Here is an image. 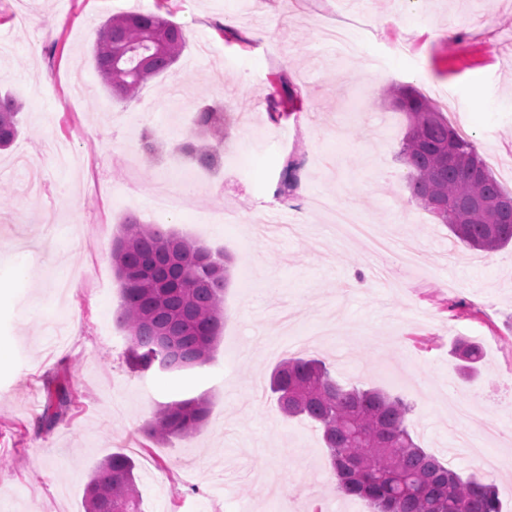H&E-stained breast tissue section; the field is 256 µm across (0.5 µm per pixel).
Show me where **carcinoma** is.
Listing matches in <instances>:
<instances>
[{"mask_svg": "<svg viewBox=\"0 0 512 512\" xmlns=\"http://www.w3.org/2000/svg\"><path fill=\"white\" fill-rule=\"evenodd\" d=\"M186 46L182 27L159 11L114 15L100 28L95 70L113 97L130 100L149 80L169 72ZM383 100L407 116L400 158L411 197L471 249L491 252L512 245V223H496V205L512 203V194L500 187L474 144L409 85L388 87ZM296 101L288 88L284 97L269 98L270 118H288ZM19 112L13 97L0 95V149L18 136ZM228 122L224 106L199 107L176 152L200 169L215 168ZM450 142L459 155L453 165L445 155ZM112 262L121 282L118 321L127 332L129 365L178 370L209 362L224 328L229 277L224 254L128 217L115 239ZM456 355L473 365L481 350L461 339ZM53 382L38 419L41 428L63 420L72 402L68 387L55 377L48 380ZM271 388L284 416H305L320 425L338 488L366 500L371 512H501L494 481L464 478L421 447L408 428L412 408L403 398L342 384L324 361L301 357L273 370ZM208 414L204 397L174 401L154 414L145 435L155 443L188 438ZM84 512H140L128 456L114 453L93 471Z\"/></svg>", "mask_w": 512, "mask_h": 512, "instance_id": "1", "label": "carcinoma"}]
</instances>
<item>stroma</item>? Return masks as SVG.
Masks as SVG:
<instances>
[{
    "instance_id": "obj_1",
    "label": "stroma",
    "mask_w": 512,
    "mask_h": 512,
    "mask_svg": "<svg viewBox=\"0 0 512 512\" xmlns=\"http://www.w3.org/2000/svg\"><path fill=\"white\" fill-rule=\"evenodd\" d=\"M158 4L187 47L138 98L112 99L94 67L98 30ZM339 13L365 16L349 36L379 75L323 40ZM391 83L433 101L447 91L449 122L512 192V0H0V89L21 103L20 134L0 153V512H84L91 472L115 453L135 463L141 512H370L339 491L320 427L279 413L269 376L292 356L403 397L420 445L463 475L484 470L448 454L449 391L499 419L491 449L512 456V249H469L412 200L398 157L407 119L381 98ZM285 86L301 103L275 123L267 100ZM212 103L227 107L224 153L240 167H188L191 211L153 210L180 162L174 145ZM145 129L167 152L140 151ZM301 155L297 186L279 193ZM315 194L346 204L388 251L339 239L328 214L308 210ZM221 195L247 223H206ZM130 215L229 258L207 364L128 365L111 248ZM461 337L483 349L470 378L451 354ZM50 375L75 398L46 430ZM200 394L210 413L194 436H145L159 405Z\"/></svg>"
}]
</instances>
